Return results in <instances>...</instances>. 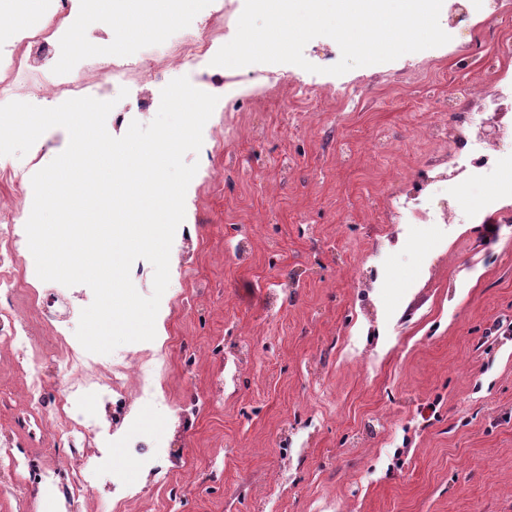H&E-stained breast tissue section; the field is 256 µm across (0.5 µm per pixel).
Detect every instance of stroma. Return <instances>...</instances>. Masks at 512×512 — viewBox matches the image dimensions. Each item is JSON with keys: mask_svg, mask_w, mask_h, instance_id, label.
Here are the masks:
<instances>
[{"mask_svg": "<svg viewBox=\"0 0 512 512\" xmlns=\"http://www.w3.org/2000/svg\"><path fill=\"white\" fill-rule=\"evenodd\" d=\"M223 4L195 0L118 52L86 0H70L67 18L39 0L17 24L65 28L56 70L81 60L95 80L118 53L164 51ZM509 38L512 7L461 23L451 39L463 52L411 81H375L366 100L339 97L329 77L307 102L282 64L191 76L218 96L209 122L221 131L185 157L198 165L185 197L193 247L170 272L163 332L149 343L164 360L157 390L175 406L137 408L149 422L132 439L162 454L154 470H128L127 512H512V202L486 208L476 194L478 223L445 232L384 221L389 197L433 154L417 135L428 106L467 108ZM177 76L133 74L115 112L150 123ZM382 133L394 146L377 154ZM68 141L51 128L7 162L32 177ZM213 166L223 183L206 180ZM363 259L381 267L365 290ZM23 364L0 338V444L28 463L22 477L0 473V512H38L42 493L58 494L40 480L54 449L25 423Z\"/></svg>", "mask_w": 512, "mask_h": 512, "instance_id": "obj_1", "label": "stroma"}]
</instances>
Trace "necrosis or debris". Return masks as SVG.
Here are the masks:
<instances>
[{"instance_id": "obj_1", "label": "necrosis or debris", "mask_w": 512, "mask_h": 512, "mask_svg": "<svg viewBox=\"0 0 512 512\" xmlns=\"http://www.w3.org/2000/svg\"><path fill=\"white\" fill-rule=\"evenodd\" d=\"M212 26V21H205L198 33L179 38L177 53L157 60V67L193 69L206 62L214 44ZM51 47L52 42L44 32L23 36L14 53L0 56V69L12 78L35 85L39 98L50 102L65 92L74 98L91 92L97 99H105L110 83L127 80L141 66L137 60L112 63L104 79L91 84L79 74L48 72L45 65L52 56ZM488 78V87L476 95L471 109L452 113L443 108L434 109L418 128L419 137L425 141L434 145L447 143V153L433 160L438 168L434 180L458 186L459 196L436 198L430 188L434 180L406 182L402 193L387 205L389 223L464 224L473 212L464 203L463 191L484 181H494L499 191L512 193V182L498 180L502 170L512 169V156L503 155L499 147L502 140L512 137V73L500 66ZM20 203L17 197L0 198V336L18 339L21 349L27 351L29 391L37 393L44 382L45 354L32 344L33 319L28 310L36 308L37 319L53 333L50 354L72 374L70 383L61 391L60 401L51 411H43L36 400L31 407L37 413L39 426L51 430L56 447L62 451L56 468L46 470L44 476L54 478L60 468L72 470V482L59 487L58 492L71 512H76L80 500L93 490L101 459L100 453L85 450L99 424L81 412V405L104 402L107 419L119 424L135 401L154 400V369L146 350L102 356L73 343L67 326L84 307L75 289H30L15 276V269L25 261L23 249L27 245L18 225ZM105 361L110 364V377L103 381L98 377V369Z\"/></svg>"}]
</instances>
